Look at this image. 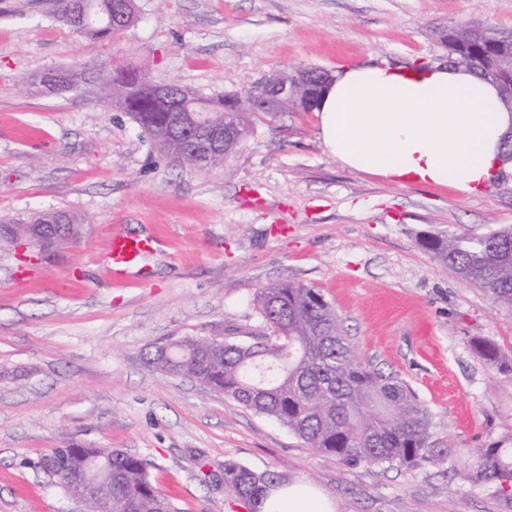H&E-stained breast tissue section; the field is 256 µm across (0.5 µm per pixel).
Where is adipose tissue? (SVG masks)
<instances>
[{
	"instance_id": "obj_1",
	"label": "adipose tissue",
	"mask_w": 512,
	"mask_h": 512,
	"mask_svg": "<svg viewBox=\"0 0 512 512\" xmlns=\"http://www.w3.org/2000/svg\"><path fill=\"white\" fill-rule=\"evenodd\" d=\"M327 152L350 170L397 182L481 191L512 124L495 86L464 70L371 63L338 73L315 109ZM259 512H332L308 482L273 491Z\"/></svg>"
}]
</instances>
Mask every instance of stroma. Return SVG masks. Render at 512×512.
Wrapping results in <instances>:
<instances>
[{
    "mask_svg": "<svg viewBox=\"0 0 512 512\" xmlns=\"http://www.w3.org/2000/svg\"><path fill=\"white\" fill-rule=\"evenodd\" d=\"M119 42L91 40L52 0H0V217L69 211L78 237L18 264L0 250V512H83L34 463L56 448L145 459L179 512H247L226 460L308 481L334 512H512V491L425 463L371 466L309 448L286 427L144 360L183 337L247 341L263 287L319 288L364 362L396 374L460 448L512 447V304L457 278L420 241L512 225V179L466 195L343 167L312 112L258 116L224 167L158 155L90 84L33 95L62 65L132 59L153 79L211 96L279 70L437 63V34L512 29V0H138ZM154 236L123 280L113 233ZM471 345L476 354L487 364L496 366L502 371H512V364L504 360L494 343L486 340H474Z\"/></svg>",
    "mask_w": 512,
    "mask_h": 512,
    "instance_id": "stroma-1",
    "label": "stroma"
}]
</instances>
